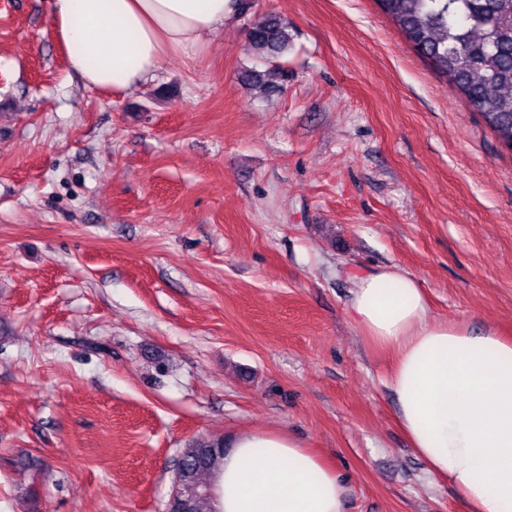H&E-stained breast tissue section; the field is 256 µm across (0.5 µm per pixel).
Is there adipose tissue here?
Wrapping results in <instances>:
<instances>
[{
    "label": "adipose tissue",
    "mask_w": 512,
    "mask_h": 512,
    "mask_svg": "<svg viewBox=\"0 0 512 512\" xmlns=\"http://www.w3.org/2000/svg\"><path fill=\"white\" fill-rule=\"evenodd\" d=\"M235 0H52L51 31L91 89L128 91L166 56L201 46ZM348 312L392 356L385 384L397 420L462 512H512V339L430 318L418 281L381 269L355 276ZM214 479L215 512H344L335 468L281 432L236 436Z\"/></svg>",
    "instance_id": "ef3b65f1"
}]
</instances>
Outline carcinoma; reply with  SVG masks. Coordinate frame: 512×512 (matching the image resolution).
Returning a JSON list of instances; mask_svg holds the SVG:
<instances>
[{
    "mask_svg": "<svg viewBox=\"0 0 512 512\" xmlns=\"http://www.w3.org/2000/svg\"><path fill=\"white\" fill-rule=\"evenodd\" d=\"M406 40L476 112L499 144L512 151V0H377ZM249 49L268 61L244 76L265 95H279L288 79L282 58L292 35L274 15L249 28ZM224 460V438H200L182 452L173 485L195 494L175 512H212L213 481Z\"/></svg>",
    "mask_w": 512,
    "mask_h": 512,
    "instance_id": "obj_1",
    "label": "carcinoma"
}]
</instances>
